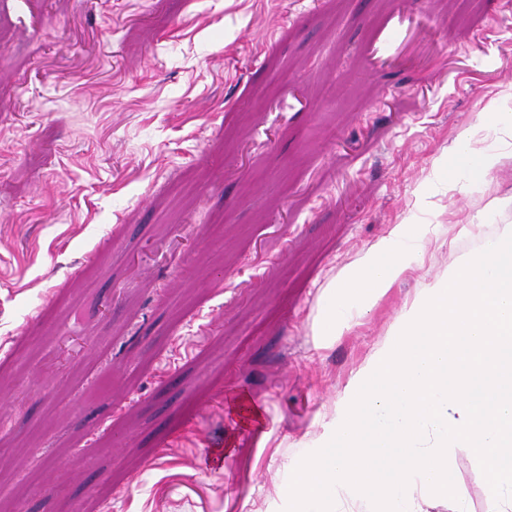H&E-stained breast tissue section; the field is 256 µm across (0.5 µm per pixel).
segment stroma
I'll use <instances>...</instances> for the list:
<instances>
[{"mask_svg": "<svg viewBox=\"0 0 512 512\" xmlns=\"http://www.w3.org/2000/svg\"><path fill=\"white\" fill-rule=\"evenodd\" d=\"M508 125L512 0H0V512H284L404 303L501 231L512 155L449 148ZM398 224L428 247L318 346ZM477 134L476 130L462 132L454 140L452 149L466 166L476 169L481 175H486L501 163L503 155L497 151L477 152L473 147ZM407 234V225L398 224L390 237L377 248L365 253L326 290L318 322L320 346L330 344L350 328L344 312L353 307H374L404 277L410 264L397 242Z\"/></svg>", "mask_w": 512, "mask_h": 512, "instance_id": "1", "label": "stroma"}]
</instances>
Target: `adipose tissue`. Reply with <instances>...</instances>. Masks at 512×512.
Instances as JSON below:
<instances>
[{
	"label": "adipose tissue",
	"instance_id": "ef3b65f1",
	"mask_svg": "<svg viewBox=\"0 0 512 512\" xmlns=\"http://www.w3.org/2000/svg\"><path fill=\"white\" fill-rule=\"evenodd\" d=\"M406 233V225H397L387 240L365 253L338 281L329 285L318 322V334L324 343H332L348 331L345 311L375 306L407 273L408 256L397 245Z\"/></svg>",
	"mask_w": 512,
	"mask_h": 512
}]
</instances>
